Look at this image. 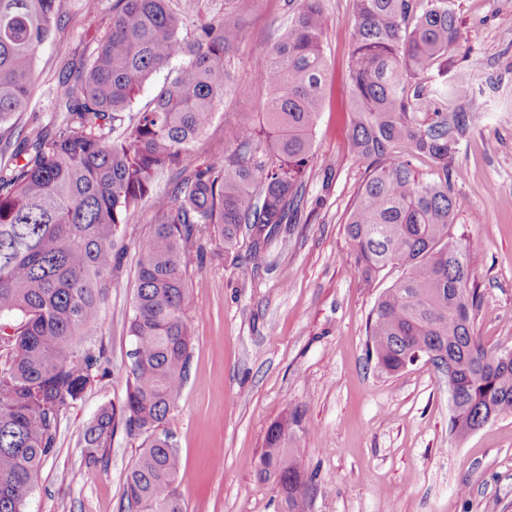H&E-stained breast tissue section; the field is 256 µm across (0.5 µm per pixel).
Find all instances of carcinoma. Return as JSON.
I'll return each mask as SVG.
<instances>
[{
  "label": "carcinoma",
  "instance_id": "cac0c4a2",
  "mask_svg": "<svg viewBox=\"0 0 512 512\" xmlns=\"http://www.w3.org/2000/svg\"><path fill=\"white\" fill-rule=\"evenodd\" d=\"M296 3L268 50L267 97L255 124L224 126L222 157L189 168L187 155L210 126L230 78L239 34L226 20L183 33L167 0H116L112 23L89 64L58 88L59 122L11 142L37 80L36 55L62 18V0H0V512H23L38 472L57 452L60 417L105 358L79 340L99 322L120 267L122 226L142 203L156 223L138 239L135 345L120 407L102 406L79 440L86 465L108 458L118 428L146 435L126 475L127 512H183L180 458L162 426L185 379L192 336L190 246L217 229L224 250L247 243L255 271L267 246L299 221L314 130L325 105L324 0ZM357 24L347 62V139L367 164L346 235L369 286L388 266L402 277L372 312L369 356L386 375L424 358L448 378L451 433L463 437L512 412V357L474 335L480 295L467 246L451 233L459 202L448 162L473 118L415 112L413 101L447 97L424 85L448 65L457 39L451 0H352ZM180 61L144 109L129 115L151 76ZM423 158L427 169L412 159ZM163 170L179 171L166 196ZM293 414L264 439L260 476L274 479L285 512H304L310 489L291 448Z\"/></svg>",
  "mask_w": 512,
  "mask_h": 512
}]
</instances>
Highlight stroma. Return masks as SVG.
I'll return each mask as SVG.
<instances>
[{
  "instance_id": "1",
  "label": "stroma",
  "mask_w": 512,
  "mask_h": 512,
  "mask_svg": "<svg viewBox=\"0 0 512 512\" xmlns=\"http://www.w3.org/2000/svg\"><path fill=\"white\" fill-rule=\"evenodd\" d=\"M116 0H64V17L37 55L38 82L14 139L34 136L56 113L70 63L89 62L108 32ZM326 108L315 130L299 224L269 247L252 272L203 235L192 261V335L186 378L160 434L177 449L184 512H281L278 491L258 476L268 427L298 413L295 453L310 492L305 512H512V413L459 438L449 427L448 383L425 361L395 376L367 352L369 319L380 293L400 276L388 268L364 286L345 223L366 165L348 145L345 66L355 28L352 0H324ZM459 40L448 66L427 83H447L448 99L420 112H467L474 120L449 164L460 203L457 238L473 257L481 295L475 335L512 349V0H452ZM185 31L224 19L240 38L230 81L189 164L224 151V127L247 121L241 100L261 105L267 50L287 28V0H169ZM95 14V28L86 17ZM337 176L321 187V171ZM155 213L144 204L125 232L123 268L102 318L84 338L106 360L82 397L63 411L57 453L41 468L23 512H124V477L142 437L117 431L107 467L86 468L78 440L106 404L121 405L134 349L129 332L138 238Z\"/></svg>"
}]
</instances>
